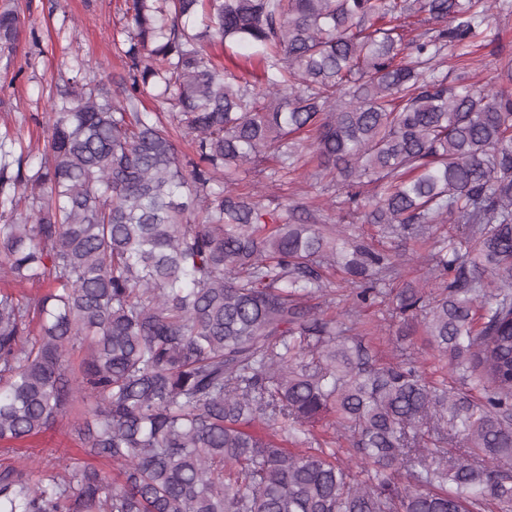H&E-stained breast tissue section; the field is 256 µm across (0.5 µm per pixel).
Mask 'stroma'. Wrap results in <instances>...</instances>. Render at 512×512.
Here are the masks:
<instances>
[{
    "mask_svg": "<svg viewBox=\"0 0 512 512\" xmlns=\"http://www.w3.org/2000/svg\"><path fill=\"white\" fill-rule=\"evenodd\" d=\"M117 4L118 0H0V7H13L21 17L14 53L0 57V131L20 134L33 156H40L44 148L48 102L64 89L75 67L117 86L123 72L112 42L123 26ZM493 12L495 39L478 48L467 73L470 83L494 90L501 84L502 67L512 59V0H495ZM266 167V162H256L249 175L258 182L264 205L273 207L285 198L313 203L322 208L327 223L342 222L354 236L370 234V225L359 215L330 209L332 193L325 182L298 177L273 182L264 175ZM392 308L387 301L359 309L357 327L365 331L366 343L384 360L410 352L428 378L449 377L448 360L433 348L424 317L404 321L392 317ZM73 434L74 419L64 416L25 443L9 450L0 446V463L29 458L38 475L65 464L104 468V461L77 446Z\"/></svg>",
    "mask_w": 512,
    "mask_h": 512,
    "instance_id": "35a3bbf8",
    "label": "stroma"
}]
</instances>
